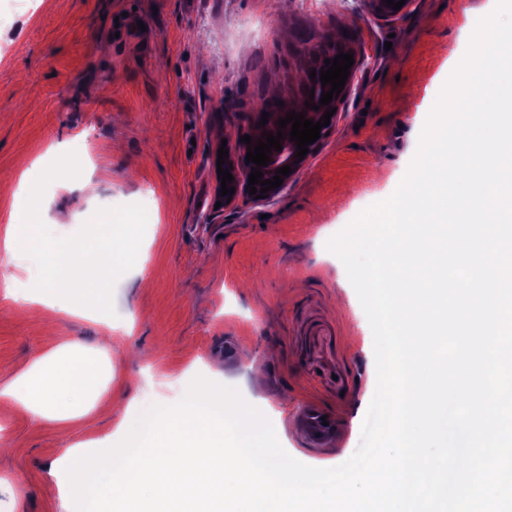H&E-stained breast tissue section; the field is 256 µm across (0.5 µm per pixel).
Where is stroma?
I'll list each match as a JSON object with an SVG mask.
<instances>
[{
	"mask_svg": "<svg viewBox=\"0 0 512 512\" xmlns=\"http://www.w3.org/2000/svg\"><path fill=\"white\" fill-rule=\"evenodd\" d=\"M352 2L25 0L13 13L0 0V182L26 180L55 241L103 249L130 224L138 245L119 276L62 295L67 314L34 301L39 251L0 269L22 296L0 297V388L72 344L106 378L92 434L40 408L0 407L13 448L0 512H74L58 495L66 448L115 445L122 421L179 401L199 374L238 388L303 464L333 468L359 448L373 335L326 243L405 177L476 14L497 0H414L396 21ZM343 33L373 62L329 136L275 200L216 212L209 152L248 129L263 99L297 101L300 37ZM64 157L74 166L61 186ZM108 325L120 342L103 356ZM305 399L341 418L342 442L303 447L290 419Z\"/></svg>",
	"mask_w": 512,
	"mask_h": 512,
	"instance_id": "1",
	"label": "stroma"
}]
</instances>
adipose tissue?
I'll list each match as a JSON object with an SVG mask.
<instances>
[{
    "label": "adipose tissue",
    "mask_w": 512,
    "mask_h": 512,
    "mask_svg": "<svg viewBox=\"0 0 512 512\" xmlns=\"http://www.w3.org/2000/svg\"><path fill=\"white\" fill-rule=\"evenodd\" d=\"M38 217L39 209L32 202L12 212L5 239L0 242V252L5 257L31 250L34 238L43 233ZM134 247V231L129 225L120 234L118 247L114 250L95 251L86 246L62 247L44 243L49 275L43 284L41 299L52 301L53 312H60L56 298L65 288L90 284L107 274H120L124 258L133 255ZM98 385L99 373L92 365L63 355H48L37 360L28 374L0 390V404L38 405L60 411L66 409L70 401L95 392Z\"/></svg>",
    "instance_id": "adipose-tissue-1"
}]
</instances>
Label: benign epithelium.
<instances>
[{"label": "benign epithelium", "mask_w": 512, "mask_h": 512, "mask_svg": "<svg viewBox=\"0 0 512 512\" xmlns=\"http://www.w3.org/2000/svg\"><path fill=\"white\" fill-rule=\"evenodd\" d=\"M359 3L363 5L373 16L383 19L395 20L403 17L407 12L412 3V0H405V3L399 10L393 9V7L386 5V0H359ZM351 53L353 54L354 64L350 67V74L345 83L344 89L338 95V97L332 98V101L327 105L319 106L317 110H306V118L314 121H319L323 114L328 109H340L341 105L357 91L358 84L356 82L357 72L366 64L368 61V55L360 47L356 46L352 42L338 41L331 39L309 47L304 52L306 63L304 71L309 73L312 70H321V67L325 66L324 60L334 59L339 53ZM262 127H257L254 130L248 131V135L251 136V146H256L257 137L261 133ZM282 150L272 151L270 154V162L267 166H262L259 171L263 172L262 180L273 179L274 176L278 175V169L288 165L291 167V173L283 177V183L266 193L264 198H255L250 195V189L247 188L249 175L252 172V168L256 167L254 163H246L247 155V144L240 141V138L227 140V149H229V157L225 159V163L222 168L228 170L234 177V181L229 183V186L235 188V193L231 197L227 198L221 195V181L222 178H216V190H215V201L221 202L220 209H235L238 207L240 200L246 199L253 203H265L274 200L285 190L293 181L295 175L304 166L306 160H298L296 157L297 147L295 142L288 138L280 140Z\"/></svg>", "instance_id": "obj_1"}]
</instances>
